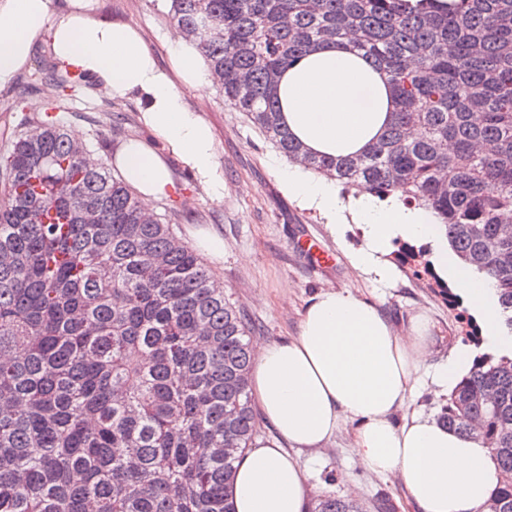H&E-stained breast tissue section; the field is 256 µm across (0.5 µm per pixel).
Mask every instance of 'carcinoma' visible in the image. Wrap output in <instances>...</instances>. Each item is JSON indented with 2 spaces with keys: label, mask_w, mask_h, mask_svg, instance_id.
Masks as SVG:
<instances>
[{
  "label": "carcinoma",
  "mask_w": 512,
  "mask_h": 512,
  "mask_svg": "<svg viewBox=\"0 0 512 512\" xmlns=\"http://www.w3.org/2000/svg\"><path fill=\"white\" fill-rule=\"evenodd\" d=\"M171 20L289 161L431 210L494 283L512 336V0H171ZM328 41L361 52L395 99L359 155L313 153L282 120L280 78ZM77 79L42 63L35 81L58 94L0 161V512H235L224 449L256 431L251 325L173 218H145L55 121ZM423 255L405 245L399 259L457 305ZM439 422L491 448L492 496L512 512V353L474 357ZM309 512L367 506L321 495Z\"/></svg>",
  "instance_id": "cac0c4a2"
}]
</instances>
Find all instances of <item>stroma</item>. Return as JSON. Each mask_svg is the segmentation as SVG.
<instances>
[{"label": "stroma", "mask_w": 512, "mask_h": 512, "mask_svg": "<svg viewBox=\"0 0 512 512\" xmlns=\"http://www.w3.org/2000/svg\"><path fill=\"white\" fill-rule=\"evenodd\" d=\"M92 7L97 16L139 27L158 62L168 65L178 39L168 0H92ZM49 56L47 46L37 47L29 68L0 90V156L7 154L21 133L22 116H35L36 105H47L52 97L49 89L26 88L33 69ZM100 90L95 80H85L57 118L67 130L81 129L85 144L105 161L116 147L113 124H122L128 139L146 137L147 132L139 121L142 106L136 99L124 100L121 116L98 112ZM186 105L202 113L215 129L217 160L227 190L223 200L212 199L174 161L170 168L182 194L159 200L155 213L178 212L173 229L185 244H193L191 231L201 217L207 228L223 238L224 260L210 263L209 269L223 283L226 297L250 319L253 340L296 335L305 299L324 288H350L377 302L398 329H407L416 315L427 316L438 337L432 364L444 362L455 345L472 344L466 322L476 312L470 304L450 307L438 289L402 265L385 285L354 271L349 256L361 243L356 227L347 225L342 237H333L322 215L290 199L275 164L277 150L242 113L219 100L211 83H203L198 93L187 97ZM305 233L333 255L332 266L317 267L296 249L297 237ZM298 457L311 474L312 495L352 497L367 504L381 496H398L389 482L359 465L346 432H338L321 448L299 451Z\"/></svg>", "instance_id": "stroma-1"}]
</instances>
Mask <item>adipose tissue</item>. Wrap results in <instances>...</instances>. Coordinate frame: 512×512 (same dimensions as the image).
Here are the masks:
<instances>
[{"label": "adipose tissue", "mask_w": 512, "mask_h": 512, "mask_svg": "<svg viewBox=\"0 0 512 512\" xmlns=\"http://www.w3.org/2000/svg\"><path fill=\"white\" fill-rule=\"evenodd\" d=\"M89 2L0 0V86L30 62L38 43L47 42L59 66L142 103L148 138L127 141L110 163L136 191L145 214L175 193L173 159L207 194L223 199L215 130L185 104L208 75L197 50L177 41L169 66H161L137 27L97 18ZM278 96L291 133L309 150L331 156L361 152L395 109L385 76L338 42L316 46L286 70ZM282 179L292 199L325 217L330 233H341L346 214H353L361 245L350 263L377 282L392 277L398 244L427 242L438 277L479 310L488 336L512 347V336H497L494 329L495 289L487 282L474 287L464 270L449 266L448 241L429 211L394 195L382 202L366 194L341 196L296 164L283 170ZM435 343L425 317L412 319L402 333L375 302L351 290L311 296L298 335L255 346L251 386L274 435L255 440L239 456L236 512H305L311 486L291 451L322 447L342 429L360 464L393 480L415 512H487L500 482L490 448L412 404L422 376L437 390L448 389L472 358L459 345L441 368L431 369Z\"/></svg>", "instance_id": "ef3b65f1"}]
</instances>
